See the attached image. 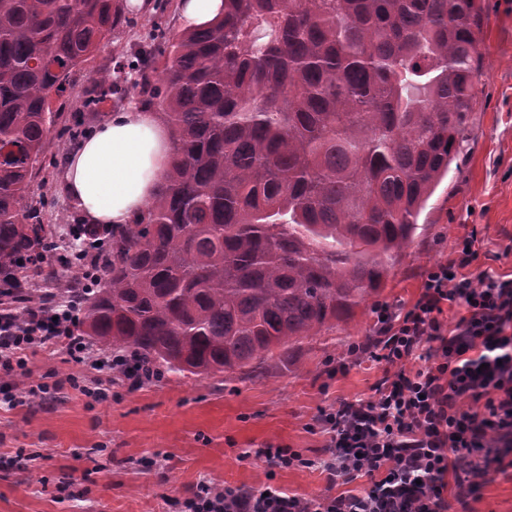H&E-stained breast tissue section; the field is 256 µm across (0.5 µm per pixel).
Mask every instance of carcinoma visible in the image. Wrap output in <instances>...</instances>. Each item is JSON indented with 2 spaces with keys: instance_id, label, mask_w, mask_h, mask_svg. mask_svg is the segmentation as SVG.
<instances>
[{
  "instance_id": "obj_1",
  "label": "carcinoma",
  "mask_w": 512,
  "mask_h": 512,
  "mask_svg": "<svg viewBox=\"0 0 512 512\" xmlns=\"http://www.w3.org/2000/svg\"><path fill=\"white\" fill-rule=\"evenodd\" d=\"M120 24L115 0H0V278L60 248L105 270L60 294L101 349L257 375L383 291L473 111L482 0H224L142 51L174 131L143 219L58 244L26 205L48 100Z\"/></svg>"
}]
</instances>
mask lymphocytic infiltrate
<instances>
[{
  "label": "lymphocytic infiltrate",
  "mask_w": 512,
  "mask_h": 512,
  "mask_svg": "<svg viewBox=\"0 0 512 512\" xmlns=\"http://www.w3.org/2000/svg\"><path fill=\"white\" fill-rule=\"evenodd\" d=\"M480 257L478 236L469 232L424 272L410 308L377 307L376 339L352 343L348 354L388 369L373 399L321 412L328 458L261 449L279 469H322L336 494L309 499L269 483L218 491L200 483L184 512H446V476L458 497L473 489L460 474L463 461L473 479L512 468V276L479 269ZM448 307L464 310L455 323L442 318ZM77 317L65 303L30 306L21 319L0 313V374L26 373L29 350L58 346L113 373L121 358L99 355L75 335Z\"/></svg>",
  "instance_id": "lymphocytic-infiltrate-1"
}]
</instances>
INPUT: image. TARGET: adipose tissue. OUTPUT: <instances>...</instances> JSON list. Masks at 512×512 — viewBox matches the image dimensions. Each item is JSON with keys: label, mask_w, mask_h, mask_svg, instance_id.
<instances>
[{"label": "adipose tissue", "mask_w": 512, "mask_h": 512, "mask_svg": "<svg viewBox=\"0 0 512 512\" xmlns=\"http://www.w3.org/2000/svg\"><path fill=\"white\" fill-rule=\"evenodd\" d=\"M173 146L161 113L135 105L111 113L69 154L66 193L86 223H134L168 173Z\"/></svg>", "instance_id": "1"}]
</instances>
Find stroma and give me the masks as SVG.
Masks as SVG:
<instances>
[{
    "mask_svg": "<svg viewBox=\"0 0 512 512\" xmlns=\"http://www.w3.org/2000/svg\"><path fill=\"white\" fill-rule=\"evenodd\" d=\"M178 0H150L145 15L123 13L112 39L73 71L62 95L51 96L50 134L36 166L30 201L55 238L65 237L78 208L61 181L74 127L92 131L110 113L142 105L141 75H133L124 99L103 101L98 111L82 106L99 73L118 74L139 64L148 45H164L180 33ZM483 55L478 98L460 151L447 176L420 212L419 228L396 263L379 303L411 305L424 271L450 257L456 240L478 230L484 267L512 274V0H483ZM373 309L304 344L292 358L274 362L258 377L220 373L161 375L134 386L117 376L104 381L73 362L64 349L35 350L29 370L0 375L14 404L0 402V458L24 453L26 461L0 467V512H180L179 500L200 481L258 487L265 480L290 493L329 494L318 469L276 470L256 449L286 445L303 457L323 455L328 441L317 418L339 400L366 399L384 367L349 357L350 343L373 337ZM346 370L331 377L329 361ZM103 383L108 396L88 398L85 388ZM46 384V397L26 399L29 387ZM147 457L162 460L146 470ZM447 512H512V469L491 474L465 502L454 489Z\"/></svg>",
    "mask_w": 512,
    "mask_h": 512,
    "instance_id": "35a3bbf8",
    "label": "stroma"
}]
</instances>
